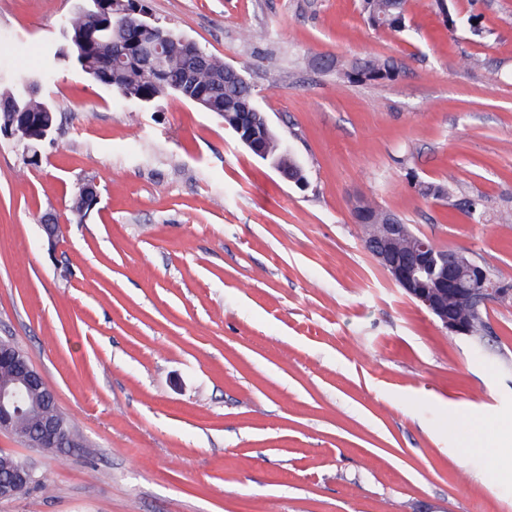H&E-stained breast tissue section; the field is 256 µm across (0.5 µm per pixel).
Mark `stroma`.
Instances as JSON below:
<instances>
[{"label":"stroma","mask_w":512,"mask_h":512,"mask_svg":"<svg viewBox=\"0 0 512 512\" xmlns=\"http://www.w3.org/2000/svg\"><path fill=\"white\" fill-rule=\"evenodd\" d=\"M80 2L0 0L6 86ZM447 4L455 29L408 0L398 33L359 0H148L242 72L301 186L180 96L145 106L72 68L41 83L58 125L39 163L0 136V338L84 442L53 455L0 432L51 486L0 512H512V302L483 346L448 335L351 212L373 202L512 282V0ZM375 55L395 77L315 65Z\"/></svg>","instance_id":"1"}]
</instances>
